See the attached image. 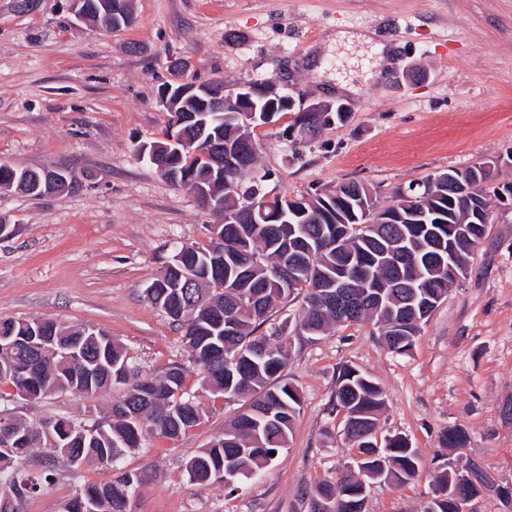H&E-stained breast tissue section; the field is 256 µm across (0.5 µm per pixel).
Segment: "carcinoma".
Wrapping results in <instances>:
<instances>
[{"mask_svg":"<svg viewBox=\"0 0 512 512\" xmlns=\"http://www.w3.org/2000/svg\"><path fill=\"white\" fill-rule=\"evenodd\" d=\"M87 17L109 29L132 23L128 5L120 12L103 10L102 0H85ZM171 123L180 126L191 148L172 156L188 174L184 184L209 191L213 202L233 210L241 196L263 198L261 181L251 176L257 154L241 152L240 124L229 112H204L200 101L186 96L173 101ZM20 190L39 196L64 192L51 186L44 171L27 169ZM512 202V182L498 180L496 163L481 162L465 169L434 175L431 192L420 188L404 196L398 191L386 206L359 181L336 186L330 195L305 198L307 214H291L288 195L274 194L267 202L266 218L259 224H209L208 243L183 244L180 270L187 287H170L173 273L164 266L145 289L150 302L165 314L183 311V319L169 318L181 333L203 384L226 398L240 401V412L224 433L188 459L185 470L197 484L219 481L216 472L228 465L249 479L275 460L288 442L302 409L299 390L283 372L289 350L281 342L285 328L259 332L276 302L302 298L296 318L298 331L323 336L334 325H344L337 311L323 299L319 287L345 280L357 271L360 277L348 287L352 295V323L382 324L387 349L408 353L420 331L418 320L434 312L454 280L448 275V247L462 268L468 266L489 224V198ZM297 263L302 287L288 297L276 287L270 269ZM233 315V334L224 333L219 315ZM18 339L0 348V386L18 385L16 372L23 368L36 390V399L66 393L78 397L100 394L116 385L124 395L112 405L111 414L91 424L71 416H52L39 423L9 415L22 435L18 444L0 445V512H23L51 481L59 463L78 454L112 472L106 483H88L64 505V512H128L124 499L143 480L140 472L118 467L120 457L141 446L148 436L177 439L205 416L201 403L187 396L185 372L179 364L160 377L144 376L131 364L124 347L106 331H95L77 362L48 350L39 357L30 352L25 337L54 339L55 344L79 337L82 326L65 327L49 318L11 319ZM122 370L123 379L112 375ZM386 403L382 387L365 372L346 365L337 378L335 407L345 410V425L352 446L368 459L356 465L358 476L337 484L322 481L310 492L309 502L323 495L336 497L335 512H355L353 504L365 499L361 476L375 461L369 459L377 444V421ZM41 445L49 452L32 455ZM390 449L386 466L399 488L419 476L420 456L407 441L384 439ZM477 484L457 487L456 470L443 469L436 477L439 495L424 512H454L455 491L480 493L485 478L472 468Z\"/></svg>","mask_w":512,"mask_h":512,"instance_id":"obj_1","label":"carcinoma"}]
</instances>
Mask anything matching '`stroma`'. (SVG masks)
Listing matches in <instances>:
<instances>
[{"label": "stroma", "mask_w": 512, "mask_h": 512, "mask_svg": "<svg viewBox=\"0 0 512 512\" xmlns=\"http://www.w3.org/2000/svg\"><path fill=\"white\" fill-rule=\"evenodd\" d=\"M15 3L0 0V163L69 171L77 186L0 196L12 230L0 237V318L103 329L154 377L181 363L186 391L208 409L181 437H151L123 456V469L146 476L134 512H309L308 490L338 482L352 460L333 407L346 365L386 393L380 437H403L422 461L403 488L372 484L365 512H423L440 468L472 462L491 480L475 512H512L498 493L512 485V205L491 200L467 274L409 353H391L370 323L287 338L285 373L302 411L276 460L231 492L194 484L185 463L240 403L201 389L180 332L145 294L177 245L207 243L212 218L137 154L169 125L167 83L258 81L351 105L344 123L312 138L282 125L261 132L258 165L274 191L327 194L358 180L387 204L410 182L488 160L512 182V0H129L135 20L117 31L76 20L72 0H36L27 12ZM341 31L358 42L337 44ZM340 81L356 93L340 94ZM122 394H58L17 402L15 413L91 423ZM452 431L463 447L447 445ZM110 477L94 461L59 465L25 512H62L85 484Z\"/></svg>", "instance_id": "stroma-1"}]
</instances>
